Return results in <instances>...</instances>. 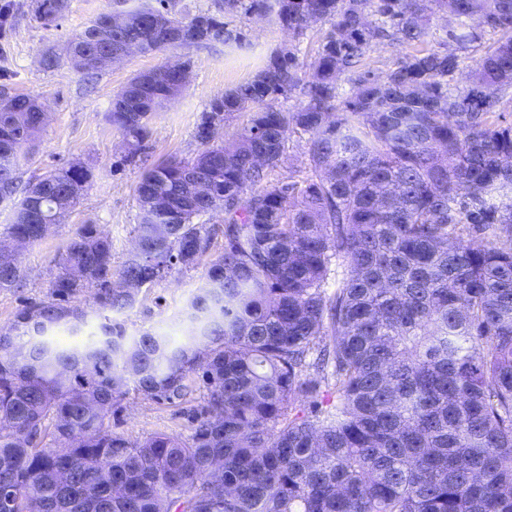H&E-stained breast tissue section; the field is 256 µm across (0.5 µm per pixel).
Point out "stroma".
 <instances>
[{
  "label": "stroma",
  "instance_id": "35a3bbf8",
  "mask_svg": "<svg viewBox=\"0 0 512 512\" xmlns=\"http://www.w3.org/2000/svg\"><path fill=\"white\" fill-rule=\"evenodd\" d=\"M111 7L112 0H67L59 18L46 25L35 15V0H12L7 20L0 22V84H11L18 92L36 97L47 113L37 140L22 151L19 181L29 182L69 162L85 163L93 172L79 203L45 238L23 249L27 286L20 293L0 291V328L11 323L24 303L48 299L51 283L60 271L59 257L82 225H97L111 239L113 267H120L132 251L139 213V171L119 165L121 137L108 118L115 94L130 78L176 58L190 60L188 85L152 118L148 160L154 163L170 156L190 158L201 149L193 137L195 123L213 99L251 79L274 51L290 44H299V60L308 62L320 38L315 26L297 40L275 20L239 15L235 22L249 39L248 48L243 50L214 43L135 53L122 63L106 67L91 82L67 60L51 68L43 66L47 50L61 48ZM204 274V268L199 267L142 290L135 307L120 316L128 335L152 330L172 341H182L188 327L182 310L203 286ZM111 423L113 431L132 440L160 432L181 436L189 433L177 408L133 392L121 402Z\"/></svg>",
  "mask_w": 512,
  "mask_h": 512
}]
</instances>
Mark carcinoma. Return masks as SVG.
Here are the masks:
<instances>
[{"label": "carcinoma", "mask_w": 512, "mask_h": 512, "mask_svg": "<svg viewBox=\"0 0 512 512\" xmlns=\"http://www.w3.org/2000/svg\"><path fill=\"white\" fill-rule=\"evenodd\" d=\"M116 0L122 37L144 51L242 47L224 14L271 17L301 36L329 24L306 65L275 51L251 80L210 103L194 158L145 168L136 188L142 245L112 269L94 224L70 239L51 299L0 331V512H512V0H224L190 14L178 0ZM65 0H36L48 25ZM448 41L429 45L433 15ZM376 21H371L370 16ZM102 13L65 58L104 68L87 42H110ZM500 34L455 86L458 52ZM408 53L381 77L340 75L372 43ZM176 82L164 65L117 93L109 119L146 153L150 119ZM300 91L298 106L275 103ZM249 115L229 144L221 131ZM44 124L31 97L0 107V202L18 199L8 237L42 240L73 208L92 170L71 162L20 186L21 150ZM307 137L308 175L280 173L291 136ZM223 224L210 225L212 212ZM222 253L186 304L173 345L134 338L110 319L107 340L53 344L81 330L71 305L95 288L101 313L134 308L142 288ZM481 238L480 244L472 238ZM0 242V291L23 287L20 255ZM186 413L187 437L130 440L108 420L130 391Z\"/></svg>", "instance_id": "carcinoma-1"}]
</instances>
